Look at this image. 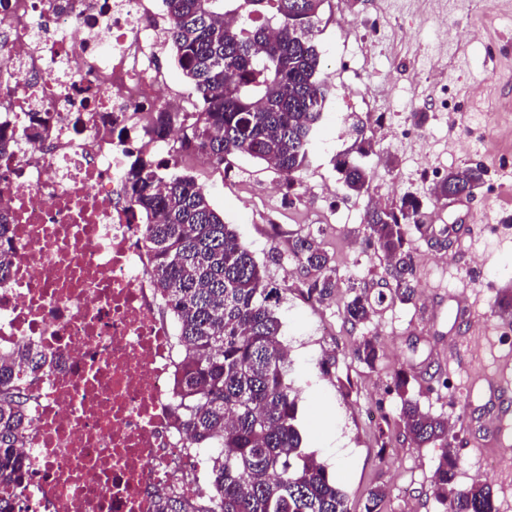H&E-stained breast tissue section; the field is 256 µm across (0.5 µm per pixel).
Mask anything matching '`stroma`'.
<instances>
[{
	"label": "stroma",
	"instance_id": "1",
	"mask_svg": "<svg viewBox=\"0 0 512 512\" xmlns=\"http://www.w3.org/2000/svg\"><path fill=\"white\" fill-rule=\"evenodd\" d=\"M441 16L455 23V37ZM314 37L331 93L301 200L261 197L280 178L247 156L229 172L190 161L179 169L195 177L279 291L303 446L335 475L350 512H361L376 487L386 492L384 512H443L433 495L440 450L406 435L394 389L400 372L421 408L452 424L459 487L488 483L498 512H512V428L503 448L486 445L487 421L512 411V324L494 308L498 293L512 290V12L495 0H325ZM418 112L426 120L414 136L408 125ZM361 134L372 143V179L367 193L353 195L334 159ZM476 163L488 175L474 197L449 209L432 200L434 171ZM407 194L422 201L423 223L440 235L411 232L418 292L404 305L392 300L384 263L366 244L364 216ZM318 226L339 280L322 304L300 295L302 273L287 259L290 233ZM351 281L373 300L370 321L357 328L343 313ZM366 336L380 345L372 369L355 356ZM497 376L504 392L487 387Z\"/></svg>",
	"mask_w": 512,
	"mask_h": 512
}]
</instances>
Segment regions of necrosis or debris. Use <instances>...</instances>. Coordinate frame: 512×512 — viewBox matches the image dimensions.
I'll list each match as a JSON object with an SVG mask.
<instances>
[{
  "label": "necrosis or debris",
  "instance_id": "necrosis-or-debris-1",
  "mask_svg": "<svg viewBox=\"0 0 512 512\" xmlns=\"http://www.w3.org/2000/svg\"><path fill=\"white\" fill-rule=\"evenodd\" d=\"M144 0H0V356L36 344L22 512H156L204 493L208 454L175 424L179 351L125 197L147 114L173 101ZM48 114L43 144L21 135Z\"/></svg>",
  "mask_w": 512,
  "mask_h": 512
}]
</instances>
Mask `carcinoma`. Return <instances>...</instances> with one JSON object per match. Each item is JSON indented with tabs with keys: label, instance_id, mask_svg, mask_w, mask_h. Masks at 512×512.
<instances>
[{
	"label": "carcinoma",
	"instance_id": "obj_1",
	"mask_svg": "<svg viewBox=\"0 0 512 512\" xmlns=\"http://www.w3.org/2000/svg\"><path fill=\"white\" fill-rule=\"evenodd\" d=\"M325 0H163L167 43L174 64L190 83L194 111L183 118L184 137L168 160L142 149L129 161L124 188L144 222L151 255L149 275L162 309L178 325L182 350L176 382L178 428L197 445L212 444L209 493L195 512H349L327 467L302 448L298 397L288 384L289 360L280 339V302L262 266L210 204L194 176L178 171L196 149L228 172L233 159L249 156L267 164L288 185L300 183L321 121L329 88L318 78L320 53L314 28ZM240 16L224 24V14ZM154 139L167 136L177 115L161 107L148 113ZM50 116L32 118L24 140L40 141ZM372 149L365 138L340 154L336 170L349 193L370 187L360 162ZM481 164L448 171L431 195L440 202L460 189L485 182ZM422 204L405 195L390 207L365 214L367 241L385 261L391 294L402 304L416 296L409 227L423 236ZM321 230L292 236L288 260L304 273L301 295L323 303L337 285L336 264L320 247ZM368 296L352 289L345 318L356 327L370 317ZM357 358L368 367L379 359L378 343L366 338ZM44 354L28 346L0 358V512H17L15 487L23 476L16 448L24 440L28 398L21 374L43 373ZM410 380L398 374L400 419L418 448L440 444L434 496L450 512H497L492 488L474 482L456 488L459 460L450 447L448 420L423 410L408 396ZM386 493L368 492L363 512H382ZM189 504L165 493L158 512H186Z\"/></svg>",
	"mask_w": 512,
	"mask_h": 512
}]
</instances>
